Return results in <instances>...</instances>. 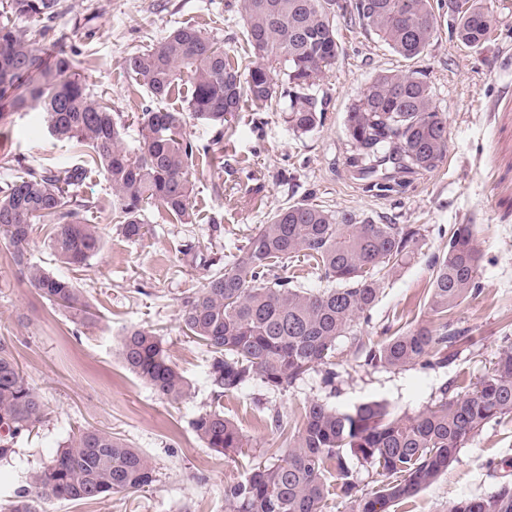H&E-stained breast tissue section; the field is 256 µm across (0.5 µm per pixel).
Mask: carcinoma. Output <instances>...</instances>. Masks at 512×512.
<instances>
[{
	"mask_svg": "<svg viewBox=\"0 0 512 512\" xmlns=\"http://www.w3.org/2000/svg\"><path fill=\"white\" fill-rule=\"evenodd\" d=\"M60 0H0V119L6 112H43L47 132L102 170L112 188L111 223L128 239L149 232L143 213L156 205L181 224L194 221L193 161L198 148L181 112L145 109L142 141L128 151L109 101L92 95L86 79L63 52L43 62ZM245 37L251 60L244 67L210 37L179 27L143 51L123 58V69L151 98L163 100L188 77V111L224 134L248 102L257 111L288 99L285 122L300 134L322 122L325 103L310 93L336 64L342 48L336 17L348 16L407 60L423 55L438 31L431 0H243ZM451 35L478 51L497 28L486 0H448ZM34 23L21 30L17 21ZM286 86L280 87L279 76ZM354 153L347 160L366 189L402 195L410 176L435 169L448 151V127L430 85L415 71H380L361 89L346 117ZM85 166L45 169L17 164L0 187V237L29 286L51 305L85 315V294L67 275H54L28 258L38 234L51 254L75 272L103 243L78 203ZM421 229L377 224L353 213H335L306 201L282 207L225 263L188 243L182 250L206 271L201 286L182 298L179 322L185 335L209 353L208 377L215 400L259 380L283 390L308 371L326 366L325 382L336 378V340L368 319L386 279L418 250ZM315 263L323 286L305 288L279 276L276 264L293 258ZM427 305L438 328L419 326L376 345L360 344L364 362L400 369L448 362L447 350L468 345L466 331L448 321L465 300L480 292L478 250L470 225H458L448 249L433 255ZM124 365L163 399L183 402L190 385L171 362L162 340L147 328L126 332L120 343ZM49 408L24 381L15 358L0 345V462L17 454L14 445L49 421ZM512 417V344L493 368L467 391L443 390L435 403L411 416H395L379 401L339 410L311 400L298 419H288L286 447L276 461L245 480L224 487L225 512H325L330 495L325 474L336 469V496L351 512H389L434 483L458 460L468 440L487 424ZM212 451L229 455L247 445L241 428L211 410L192 421ZM380 476L377 488L358 494L347 457ZM156 481L151 459L110 431L79 429L52 462L29 475L0 512H46L48 501L93 502L136 492ZM449 512H512V484L481 497L453 503Z\"/></svg>",
	"mask_w": 512,
	"mask_h": 512,
	"instance_id": "carcinoma-1",
	"label": "carcinoma"
}]
</instances>
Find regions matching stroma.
Listing matches in <instances>:
<instances>
[{"label": "stroma", "mask_w": 512, "mask_h": 512, "mask_svg": "<svg viewBox=\"0 0 512 512\" xmlns=\"http://www.w3.org/2000/svg\"><path fill=\"white\" fill-rule=\"evenodd\" d=\"M498 27L485 48L473 51L448 34V10L431 0L439 31L424 55L406 60L377 36L344 19L336 21L343 47L316 94L325 119L298 135L279 112L243 107L223 134L190 118L186 132L199 149L195 160V223L172 221L164 210H145L148 233L125 238L110 222L112 190L103 172L91 170L80 189L91 204L87 217L105 227L104 245L74 283L97 309L87 324L52 306L22 278L13 249L0 238V343L13 354L26 383L48 404L49 421L21 436L16 449L27 468L52 461L71 429L117 433L147 455L156 481L133 494L89 503L48 502L49 512H224V488L270 463L285 437L273 416L291 417L319 399L342 410L381 401L398 415L433 404L448 382L471 389L489 372L501 349L512 344V0H490ZM51 25L56 50L71 56L90 92L105 96L128 150L138 149L137 120L154 101L123 69L124 57L145 50L180 26L201 30L230 57H245L243 0H61ZM382 70L425 74L435 105L448 125V151L433 171L418 175L408 191L383 197L364 191L345 165L352 144L345 119L361 87ZM38 169L58 162L80 164L65 143L48 135L39 113L14 112L0 121V156ZM307 200L335 212L367 216L379 224H412L424 239L409 263L386 282L370 319L336 342L334 386L315 368L283 391L262 384L215 401L207 376L208 355L185 336L181 300L204 278L182 254L194 241L204 254L230 259L260 225L290 203ZM470 225L478 249L480 292L451 319L468 329L473 344L448 365L403 369L364 365L359 344H372L418 325H433L425 296L430 259L448 246L458 225ZM156 329L171 361L190 383L185 401L157 396L120 357L131 329ZM222 409L248 440L242 453L225 457L201 442L191 425L200 413ZM512 482V418L486 425L461 448L459 460L435 483L398 502L393 512H448L467 497H481Z\"/></svg>", "instance_id": "35a3bbf8"}]
</instances>
